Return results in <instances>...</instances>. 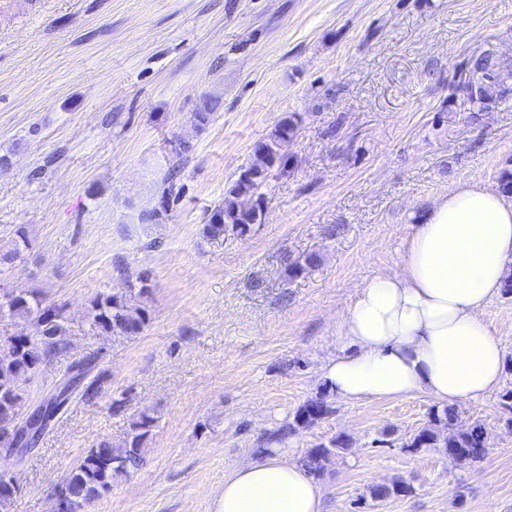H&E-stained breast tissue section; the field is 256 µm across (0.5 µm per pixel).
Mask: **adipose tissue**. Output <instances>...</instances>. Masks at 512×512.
I'll list each match as a JSON object with an SVG mask.
<instances>
[{
  "mask_svg": "<svg viewBox=\"0 0 512 512\" xmlns=\"http://www.w3.org/2000/svg\"><path fill=\"white\" fill-rule=\"evenodd\" d=\"M512 274V195L471 180L439 195L406 237L396 269L355 291L337 322L344 348L322 371L356 403L423 393L439 406L484 399L503 379L482 312ZM324 489L274 446L224 476L214 512H323Z\"/></svg>",
  "mask_w": 512,
  "mask_h": 512,
  "instance_id": "adipose-tissue-1",
  "label": "adipose tissue"
}]
</instances>
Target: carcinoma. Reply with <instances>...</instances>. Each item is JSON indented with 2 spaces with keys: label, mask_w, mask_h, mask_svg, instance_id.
Returning a JSON list of instances; mask_svg holds the SVG:
<instances>
[{
  "label": "carcinoma",
  "mask_w": 512,
  "mask_h": 512,
  "mask_svg": "<svg viewBox=\"0 0 512 512\" xmlns=\"http://www.w3.org/2000/svg\"><path fill=\"white\" fill-rule=\"evenodd\" d=\"M496 67L492 54L481 53L474 57L472 70L482 77L491 78L490 72ZM505 91H496L480 82L476 91L467 97L472 110L479 112L489 108ZM301 116L295 112L284 115L274 131L253 147V160L246 168L262 173L250 180L241 177L233 180L224 192V199L211 210L203 227L204 237L216 240L231 230L240 235L258 213L264 211V189L276 173L288 167V155L284 147L296 135ZM7 310L13 316H20L32 322L36 328L34 336H19L0 343V433L13 429L17 424L16 408L21 395L16 383L23 375L37 370L36 364L44 363L56 354L61 346L60 337L65 335L62 308L45 303L36 292L0 296V311ZM144 324L139 310L128 308L118 294L98 297L92 304V327L106 333L132 335L138 333ZM96 366V357L89 356L75 363L61 378V389L55 398L42 403L44 413L59 416L72 395L68 394L69 384L82 383L77 394L87 400H95L102 391V377L91 375ZM332 414L327 394L322 392L307 401L293 416L292 422L278 429L270 442L281 444L288 434L298 428L309 427ZM155 419L142 412L132 424L128 446L115 449L104 442L88 449L78 460L66 478L65 489L69 502L74 505L89 503L102 492L112 487V478L137 468L142 463V446L154 427ZM351 447L350 440L342 435L310 449L303 463L316 476L322 474L330 458ZM403 447L442 448L458 462L471 463L482 460L488 449L487 431L476 420L467 425L459 422V412L453 406L441 410L435 408L428 424L418 430ZM410 487L402 481H394L374 487L370 495L374 499L406 495Z\"/></svg>",
  "instance_id": "carcinoma-1"
}]
</instances>
